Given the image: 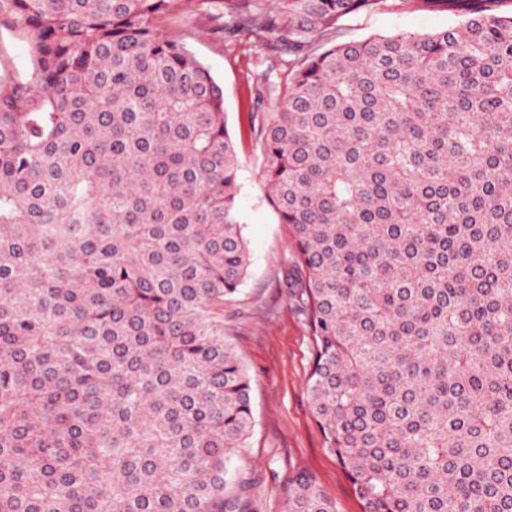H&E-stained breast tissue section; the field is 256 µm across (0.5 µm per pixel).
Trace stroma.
<instances>
[{
    "mask_svg": "<svg viewBox=\"0 0 512 512\" xmlns=\"http://www.w3.org/2000/svg\"><path fill=\"white\" fill-rule=\"evenodd\" d=\"M456 22V16L422 9L416 0H387L380 9L346 17L343 27L346 38L360 40L374 34L435 32ZM223 25L215 0L201 8L179 0L158 22L159 30L181 41L223 87L228 127L238 137L237 209L250 266L238 292L216 306L213 315L223 321L224 337L234 345L250 380L255 425L246 447L229 464L226 492L247 499L250 512H281L288 479L304 471L335 502L336 512H362L310 409L313 341L292 289L285 286L294 254L265 197L261 148L238 135L249 90L271 60L248 34L227 33Z\"/></svg>",
    "mask_w": 512,
    "mask_h": 512,
    "instance_id": "35a3bbf8",
    "label": "stroma"
}]
</instances>
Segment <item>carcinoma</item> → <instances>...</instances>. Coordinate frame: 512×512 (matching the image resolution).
Here are the masks:
<instances>
[{
    "mask_svg": "<svg viewBox=\"0 0 512 512\" xmlns=\"http://www.w3.org/2000/svg\"><path fill=\"white\" fill-rule=\"evenodd\" d=\"M177 0H0V512H245L215 306L250 265L224 94ZM292 56L247 111L288 229L324 445L364 512H512V0L344 39L383 0H221ZM282 512H336L315 478ZM0 67L25 71L29 67V48L27 43L3 32L0 39Z\"/></svg>",
    "mask_w": 512,
    "mask_h": 512,
    "instance_id": "carcinoma-1",
    "label": "carcinoma"
}]
</instances>
